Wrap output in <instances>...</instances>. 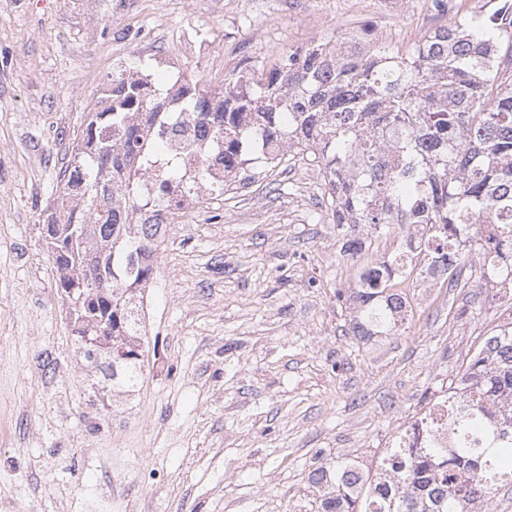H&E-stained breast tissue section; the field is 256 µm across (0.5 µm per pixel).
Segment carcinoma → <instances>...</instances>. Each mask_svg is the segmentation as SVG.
Wrapping results in <instances>:
<instances>
[{"label":"carcinoma","mask_w":512,"mask_h":512,"mask_svg":"<svg viewBox=\"0 0 512 512\" xmlns=\"http://www.w3.org/2000/svg\"><path fill=\"white\" fill-rule=\"evenodd\" d=\"M313 41L261 71H241L207 92L185 81V116L152 111L156 93L131 69L107 76L87 112L46 207L44 244L58 271L72 332L114 393H131L144 368L141 290L153 279L159 224L138 220L156 206L180 159L154 153L157 135L189 127L215 150L199 169L224 165L236 175L255 162L296 153L315 163L328 186L342 251L360 255L366 238L397 224L408 235L407 259L362 267L348 333L361 338L401 330L410 303L398 289L413 259L441 267L445 281L466 268L484 281H512V0L487 18L463 12L448 27L403 51L360 25L357 38ZM496 253L495 267L482 256ZM458 376L468 393L448 394V423L421 416L432 432L448 426L445 448H393L377 477L351 489L352 462L332 458L314 470L319 512H481L502 483L512 484V420L497 412L512 402V331L486 340Z\"/></svg>","instance_id":"1"}]
</instances>
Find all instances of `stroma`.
<instances>
[{"instance_id": "stroma-1", "label": "stroma", "mask_w": 512, "mask_h": 512, "mask_svg": "<svg viewBox=\"0 0 512 512\" xmlns=\"http://www.w3.org/2000/svg\"><path fill=\"white\" fill-rule=\"evenodd\" d=\"M355 21L404 49L445 23L425 0H0V512H317L314 469L379 461L512 317L475 278L406 283L400 335H346L357 271L324 180L280 166L169 226L144 381L96 399L39 222L107 74L205 40L179 71L217 87Z\"/></svg>"}]
</instances>
